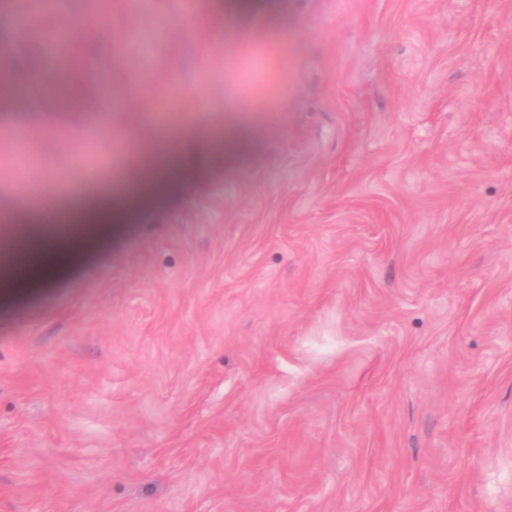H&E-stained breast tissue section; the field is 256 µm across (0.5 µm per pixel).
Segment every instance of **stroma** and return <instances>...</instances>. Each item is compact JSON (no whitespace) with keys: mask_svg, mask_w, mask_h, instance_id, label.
<instances>
[{"mask_svg":"<svg viewBox=\"0 0 512 512\" xmlns=\"http://www.w3.org/2000/svg\"><path fill=\"white\" fill-rule=\"evenodd\" d=\"M223 2L68 0L111 131L0 125V207L118 191L150 101L194 165L0 304V512H512V0Z\"/></svg>","mask_w":512,"mask_h":512,"instance_id":"stroma-1","label":"stroma"}]
</instances>
